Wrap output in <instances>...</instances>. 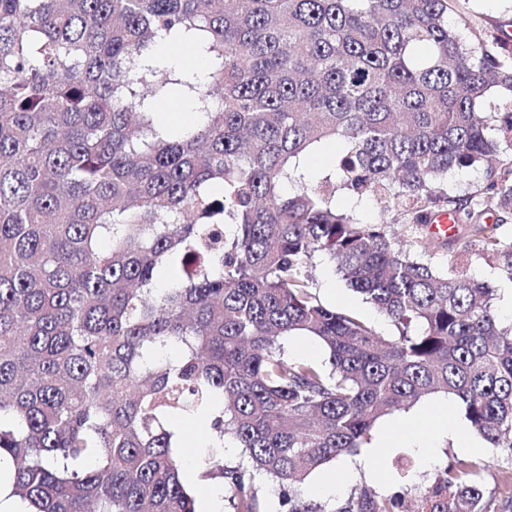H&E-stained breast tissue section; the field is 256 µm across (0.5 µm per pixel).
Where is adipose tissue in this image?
<instances>
[{
    "label": "adipose tissue",
    "instance_id": "obj_1",
    "mask_svg": "<svg viewBox=\"0 0 512 512\" xmlns=\"http://www.w3.org/2000/svg\"><path fill=\"white\" fill-rule=\"evenodd\" d=\"M452 406V401L442 396L423 409L419 416L393 421L363 455L341 460L337 468L322 471L311 486L312 492L323 496L338 495L349 479L362 472L373 479L378 488H386L387 479L381 467L383 454L386 449L401 444L418 449L427 462L436 451L435 440L444 435L454 438L464 451L482 452L481 439L455 416Z\"/></svg>",
    "mask_w": 512,
    "mask_h": 512
}]
</instances>
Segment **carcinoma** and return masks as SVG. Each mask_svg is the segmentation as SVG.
I'll return each mask as SVG.
<instances>
[{"label": "carcinoma", "instance_id": "carcinoma-1", "mask_svg": "<svg viewBox=\"0 0 512 512\" xmlns=\"http://www.w3.org/2000/svg\"><path fill=\"white\" fill-rule=\"evenodd\" d=\"M458 2L0 0V464L30 512H196L181 415L242 449L206 470L231 512H265L260 479L279 512H401L398 493L330 506L300 485L436 393L512 457L494 289L398 244L450 203L448 172L497 160L443 244L512 281V239L485 226L512 220V45L463 40ZM168 37L204 45L206 83L159 75ZM180 96L200 122L159 120ZM325 143L336 179L309 187L299 162ZM338 191L393 217L361 223ZM323 255L395 335L320 301L303 268ZM297 337L326 361L289 356ZM419 509L489 512L474 465Z\"/></svg>", "mask_w": 512, "mask_h": 512}]
</instances>
